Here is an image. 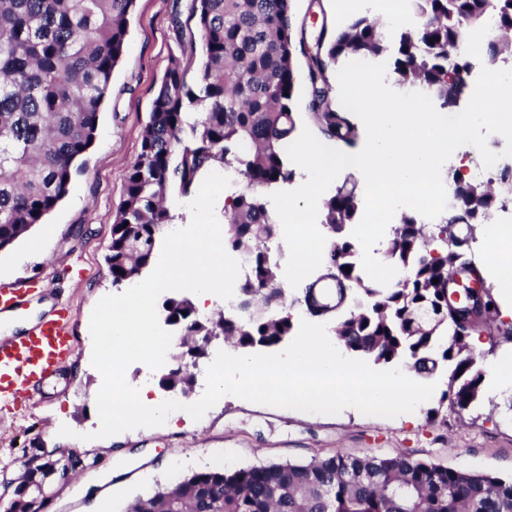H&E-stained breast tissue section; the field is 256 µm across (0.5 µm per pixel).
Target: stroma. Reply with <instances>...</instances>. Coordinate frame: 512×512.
<instances>
[{"label":"stroma","mask_w":512,"mask_h":512,"mask_svg":"<svg viewBox=\"0 0 512 512\" xmlns=\"http://www.w3.org/2000/svg\"><path fill=\"white\" fill-rule=\"evenodd\" d=\"M175 0H136L124 54L100 109L96 141L68 195L10 249L0 251V284L31 282L38 302L68 299L79 340L71 366L22 398L13 415L0 419V465L19 460L39 442L46 454L78 456L92 468L56 488L48 512H124L134 498L176 478L213 468L238 469L277 462H307L342 452L388 457L400 453L453 469L512 478V392L496 390L497 369L512 343L472 344L483 371L480 395L457 411L443 395L448 371L433 375L436 389L414 420L344 411L311 414L226 396L197 421L95 438L92 395L102 383L86 353L96 302L115 288L105 264L125 175L140 152L143 127L171 55L182 47L171 24ZM349 9L347 17L356 16ZM294 27L307 39L320 29L336 32V0H291ZM72 436L60 435L61 426Z\"/></svg>","instance_id":"stroma-1"}]
</instances>
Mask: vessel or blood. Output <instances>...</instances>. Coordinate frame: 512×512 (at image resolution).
Wrapping results in <instances>:
<instances>
[{"label": "vessel or blood", "mask_w": 512, "mask_h": 512, "mask_svg": "<svg viewBox=\"0 0 512 512\" xmlns=\"http://www.w3.org/2000/svg\"><path fill=\"white\" fill-rule=\"evenodd\" d=\"M32 284L0 286V312L24 310ZM76 351L69 307L31 329L0 338V410L8 412L29 391L57 376Z\"/></svg>", "instance_id": "b4317fda"}]
</instances>
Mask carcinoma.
<instances>
[{
    "label": "carcinoma",
    "mask_w": 512,
    "mask_h": 512,
    "mask_svg": "<svg viewBox=\"0 0 512 512\" xmlns=\"http://www.w3.org/2000/svg\"><path fill=\"white\" fill-rule=\"evenodd\" d=\"M136 0H0V249L7 250L43 223L66 197L73 176L94 145L100 107L128 37ZM419 18L416 33L400 35L396 84L431 90L441 108L455 110L468 86L469 63L448 44L460 39L464 16L496 23L488 64L512 58V0H409ZM172 24L191 48H200L193 79L190 64L173 55L143 129L140 152L124 181L105 263L120 287L148 267L174 215L168 192L198 191L200 175L215 166L243 182L224 204V247L252 246L238 289L236 311L202 318L186 297H169L163 309L176 332L196 342L219 325L224 340L248 351L276 348L292 330L288 291L268 253L280 224L268 192L288 182L286 147L297 137L293 111L296 33L290 0H175ZM384 21L357 16L329 40L320 36L308 56L309 110L321 135L349 147L357 128L332 103L329 72L342 57L369 58L385 50ZM462 208L487 214L495 197L479 183L456 177ZM360 192L349 177L323 202L325 223L338 238L318 280L338 284L336 303L323 302L309 286L304 302L313 317H332L346 350L377 363L405 359L424 375L448 364V233L455 216L429 230L406 215L395 228L385 261L403 277L382 286L359 275L354 245L343 236L355 223ZM350 267L345 272L344 267ZM486 295L476 327L489 335L512 334L495 323ZM423 309L437 321L427 334L412 318ZM469 380L453 391L452 405L476 400L482 374L475 358L460 360L450 378ZM166 379L186 388L191 376L177 358ZM48 464L14 486L12 512H30L38 488L60 482ZM131 512H512V480L456 470L404 454L358 457L337 453L306 463L284 462L234 470L194 472L151 495L132 500Z\"/></svg>",
    "instance_id": "obj_1"
}]
</instances>
